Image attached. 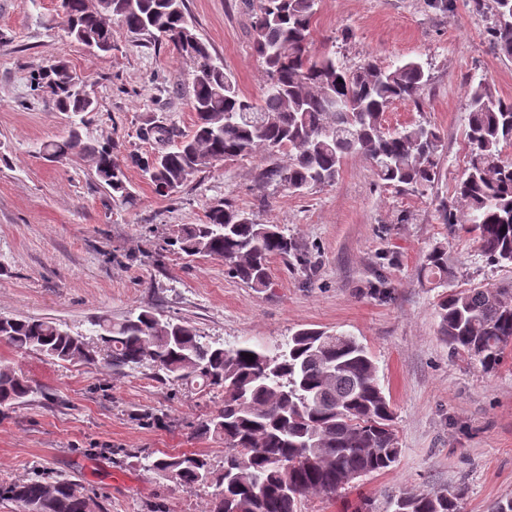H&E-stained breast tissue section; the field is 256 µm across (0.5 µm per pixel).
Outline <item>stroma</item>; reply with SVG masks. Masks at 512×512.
<instances>
[{
  "label": "stroma",
  "mask_w": 512,
  "mask_h": 512,
  "mask_svg": "<svg viewBox=\"0 0 512 512\" xmlns=\"http://www.w3.org/2000/svg\"><path fill=\"white\" fill-rule=\"evenodd\" d=\"M474 2L454 0L443 11L428 0H319L315 15L314 53L347 66L415 59L429 71L421 106L395 103L384 122L392 129L423 121L443 135L439 180L427 194L383 186L360 155L344 159L334 183L294 193L262 182L269 159L260 151L216 163L168 196L128 167L129 205L113 199L82 155L50 161L38 149L74 130L122 159L171 148L194 124L191 62L117 25L112 52L93 55L66 37L57 0H0V317L51 320L87 336L98 318L118 321L149 307L208 340L271 350L305 328L355 336L374 359L401 448L395 465L364 478L360 492L462 484L463 512L512 497V347L490 373L452 354L437 332V291L420 278L425 254L444 242L459 286L512 283V268L489 265L468 225L442 223L436 204H457L471 87L486 81L494 97L512 100V58L493 51L494 12ZM187 8L241 91L261 97L249 0H187ZM347 29L353 40H343ZM55 59L86 77L96 101L80 128L31 90L32 73ZM156 125L168 140L139 139ZM218 202L281 225L295 242L297 257L271 261V287L229 278L217 258L162 251L163 238L201 223ZM381 279L385 298L372 292ZM0 365L40 391L0 408V484L68 479L94 512H207L210 489L177 485L143 463L196 453L222 468L223 444L197 433L220 407V392L149 367L58 362L3 340Z\"/></svg>",
  "instance_id": "35a3bbf8"
}]
</instances>
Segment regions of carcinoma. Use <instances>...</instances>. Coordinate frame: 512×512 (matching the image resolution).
Masks as SVG:
<instances>
[{"mask_svg": "<svg viewBox=\"0 0 512 512\" xmlns=\"http://www.w3.org/2000/svg\"><path fill=\"white\" fill-rule=\"evenodd\" d=\"M317 0H258L254 49L262 60V98L241 92L210 45L194 32L185 0H58L70 37L94 53L112 51V19L127 33L166 41L193 65L190 105L194 129L171 150L131 154L122 163L112 146L85 144L78 130L39 153L61 160L78 150L90 158L115 199L131 201L127 164L138 167L157 193L168 196L196 174L221 161L263 150L289 153L288 164L264 169L266 183L294 192L336 181L341 161L362 154L383 185L424 192L438 181L443 138L429 124L388 130L385 112L396 102L420 105L430 81L417 60L381 67L373 60L344 66L326 53L313 55ZM496 22L490 42L512 58V0H493ZM82 76L52 61L31 77L60 112L80 116L96 108L81 97ZM469 164L455 187L462 220L477 233L490 265L512 267V162L502 148L512 142V100L495 98L490 85L470 94ZM163 250L224 260V273L251 288H268L269 264L296 254L284 227L259 224L229 204L208 208L200 224L178 229ZM422 276L438 294V333L455 355L485 372L498 368L512 345V285L455 288L448 246L425 255ZM92 338L74 335L50 320L6 318L0 338L18 350L59 361L105 363L115 371L148 365L174 382L196 383L224 394L223 405L197 432L224 441V467L217 472L200 454L164 455L149 471L185 487L209 478L215 491L209 512H302L311 495L346 498L354 482L384 472L397 461L394 413L366 347L345 333L301 329L275 351L257 345L226 348L184 322L143 309L120 322L102 318ZM36 388L10 368H0V407L24 402ZM34 512H92L91 499L67 479H32L0 490ZM464 488L391 491L362 497L352 512H461Z\"/></svg>", "mask_w": 512, "mask_h": 512, "instance_id": "obj_1", "label": "carcinoma"}]
</instances>
